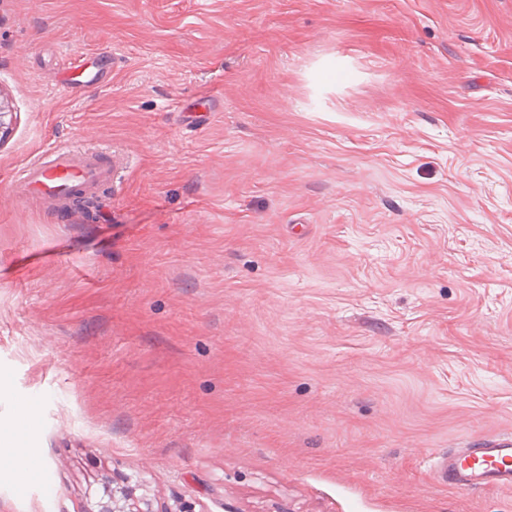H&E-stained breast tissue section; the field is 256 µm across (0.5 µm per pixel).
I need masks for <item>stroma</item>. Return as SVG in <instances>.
Segmentation results:
<instances>
[{
  "mask_svg": "<svg viewBox=\"0 0 512 512\" xmlns=\"http://www.w3.org/2000/svg\"><path fill=\"white\" fill-rule=\"evenodd\" d=\"M0 97V512H512L429 466L512 434V0H0ZM116 163L114 160L107 162L101 153L61 143L27 164L17 184L26 199L38 200L58 212L67 213L75 193L91 197L101 186L117 179V166H124L127 160L122 158ZM37 411L33 407L26 408L19 418L14 420L13 427L0 430V464L24 479L33 478L35 469L32 463V448H22L24 434L32 425ZM139 487L137 483L133 485L131 477L125 474L113 475L112 483L103 486L93 507L85 512H193L185 510V507L173 510L145 494L137 496Z\"/></svg>",
  "mask_w": 512,
  "mask_h": 512,
  "instance_id": "1",
  "label": "stroma"
}]
</instances>
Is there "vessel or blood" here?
<instances>
[{
	"label": "vessel or blood",
	"instance_id": "b4317fda",
	"mask_svg": "<svg viewBox=\"0 0 512 512\" xmlns=\"http://www.w3.org/2000/svg\"><path fill=\"white\" fill-rule=\"evenodd\" d=\"M117 165L97 152L58 144L27 164L18 179L26 199L58 212H68L74 194L90 197L117 178ZM434 477L444 486L463 491L495 487L512 490V435L489 437L478 448H452L438 455Z\"/></svg>",
	"mask_w": 512,
	"mask_h": 512
}]
</instances>
